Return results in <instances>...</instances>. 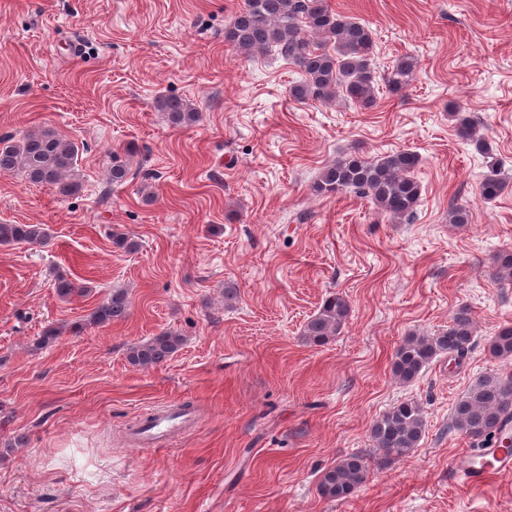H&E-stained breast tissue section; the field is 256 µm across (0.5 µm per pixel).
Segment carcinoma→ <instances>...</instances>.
Returning a JSON list of instances; mask_svg holds the SVG:
<instances>
[{
	"label": "carcinoma",
	"mask_w": 512,
	"mask_h": 512,
	"mask_svg": "<svg viewBox=\"0 0 512 512\" xmlns=\"http://www.w3.org/2000/svg\"><path fill=\"white\" fill-rule=\"evenodd\" d=\"M224 40L237 54L245 57L263 55L273 49L296 66L302 80L293 85L291 95L297 101L328 103L342 95L366 108L377 102L374 71L375 45L369 27L333 12L325 0H245L231 24L224 30ZM417 60L409 55L398 58L386 77L389 91L406 89L415 79ZM169 124L183 128L195 124L199 112L177 96H163L156 101ZM457 136L487 148L476 122L457 118ZM79 149L75 142L49 127L29 133L12 142L0 138V175L21 174L26 182L49 187L63 197L81 190L77 174ZM420 157L403 150L368 159L354 150L325 166L312 183L316 196H331L353 191L368 197L378 212L397 220L410 219L421 198V186L413 172ZM504 190L496 173L480 185L485 200L498 198ZM50 235L43 224H0V245L43 246ZM494 276L512 280V250H500L492 257ZM57 293L64 299L83 296L86 289L64 277L57 280ZM350 314V304L340 293L329 294L307 320L303 340L322 346L338 335ZM129 315V300L122 289L101 303L89 323L105 326ZM473 318L468 307L455 313L448 330L435 336H408L397 347L393 373L402 382L416 379L437 356L461 365L473 344ZM181 337L160 333L128 349L129 364L149 369L167 361L181 345ZM499 358H512V325L501 326L489 344ZM512 422V375L491 374L472 385L454 409V427L466 435L486 442L507 435L505 426ZM425 429L424 411L413 400L395 403L371 427L374 447L384 459H399L418 447ZM367 467L363 457L349 456L327 468L319 482L320 493L329 499L354 495L365 483Z\"/></svg>",
	"instance_id": "cac0c4a2"
}]
</instances>
